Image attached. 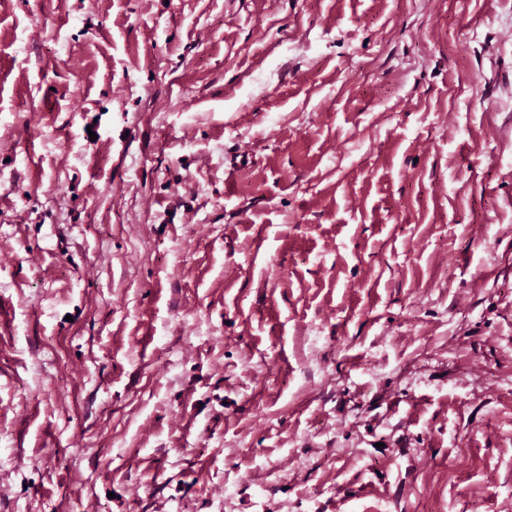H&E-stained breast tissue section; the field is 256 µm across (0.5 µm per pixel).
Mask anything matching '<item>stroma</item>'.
I'll return each mask as SVG.
<instances>
[{
  "label": "stroma",
  "instance_id": "obj_1",
  "mask_svg": "<svg viewBox=\"0 0 512 512\" xmlns=\"http://www.w3.org/2000/svg\"><path fill=\"white\" fill-rule=\"evenodd\" d=\"M0 512H512V0H0Z\"/></svg>",
  "mask_w": 512,
  "mask_h": 512
}]
</instances>
